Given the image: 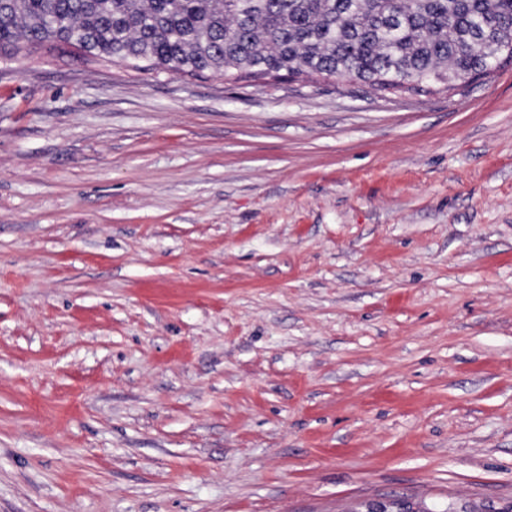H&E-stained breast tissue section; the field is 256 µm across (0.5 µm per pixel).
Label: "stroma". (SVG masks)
<instances>
[{"instance_id":"stroma-1","label":"stroma","mask_w":512,"mask_h":512,"mask_svg":"<svg viewBox=\"0 0 512 512\" xmlns=\"http://www.w3.org/2000/svg\"><path fill=\"white\" fill-rule=\"evenodd\" d=\"M391 499L512 504V62L0 56V512Z\"/></svg>"}]
</instances>
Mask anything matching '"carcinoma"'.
Segmentation results:
<instances>
[{
    "instance_id": "1",
    "label": "carcinoma",
    "mask_w": 512,
    "mask_h": 512,
    "mask_svg": "<svg viewBox=\"0 0 512 512\" xmlns=\"http://www.w3.org/2000/svg\"><path fill=\"white\" fill-rule=\"evenodd\" d=\"M172 74L454 86L512 61V0H0V52Z\"/></svg>"
}]
</instances>
